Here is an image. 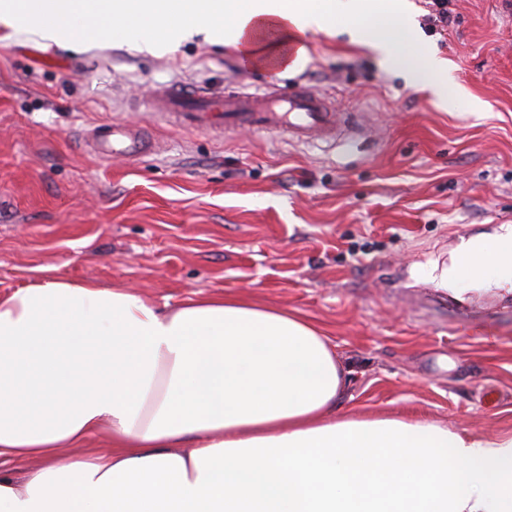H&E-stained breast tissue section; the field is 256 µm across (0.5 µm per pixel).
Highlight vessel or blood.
Segmentation results:
<instances>
[{"label": "vessel or blood", "mask_w": 512, "mask_h": 512, "mask_svg": "<svg viewBox=\"0 0 512 512\" xmlns=\"http://www.w3.org/2000/svg\"><path fill=\"white\" fill-rule=\"evenodd\" d=\"M147 105L183 129L251 128L280 131L292 140H335L344 121L319 93L302 85L288 91L263 89L188 91L170 85L153 92ZM98 157L122 156L136 160L150 152L151 145L140 129L116 124L101 127L92 142Z\"/></svg>", "instance_id": "vessel-or-blood-1"}]
</instances>
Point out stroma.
Instances as JSON below:
<instances>
[{
  "mask_svg": "<svg viewBox=\"0 0 512 512\" xmlns=\"http://www.w3.org/2000/svg\"><path fill=\"white\" fill-rule=\"evenodd\" d=\"M409 3L406 48L447 60V102L341 33H307L304 68L273 76L201 36L155 56L103 33L72 52L0 24V293L53 267L164 311L194 293L285 308L335 345L342 412L511 433L512 288L453 294L424 271L512 225V0H448L441 33ZM230 83L305 84L349 130L298 143L144 108L159 85ZM103 123L148 129L154 150L89 154Z\"/></svg>",
  "mask_w": 512,
  "mask_h": 512,
  "instance_id": "obj_1",
  "label": "stroma"
}]
</instances>
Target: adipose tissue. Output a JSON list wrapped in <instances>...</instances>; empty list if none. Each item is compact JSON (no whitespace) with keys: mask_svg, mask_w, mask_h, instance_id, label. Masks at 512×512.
Wrapping results in <instances>:
<instances>
[{"mask_svg":"<svg viewBox=\"0 0 512 512\" xmlns=\"http://www.w3.org/2000/svg\"><path fill=\"white\" fill-rule=\"evenodd\" d=\"M0 22L46 49L106 31L157 54L203 32L273 72L336 29L448 96L444 59L400 51L407 0H0ZM427 276L512 288V225ZM344 385L299 314L224 295L163 312L133 288L45 275L0 294V512H512V433L354 418ZM96 436L106 451L62 456Z\"/></svg>","mask_w":512,"mask_h":512,"instance_id":"1","label":"adipose tissue"}]
</instances>
